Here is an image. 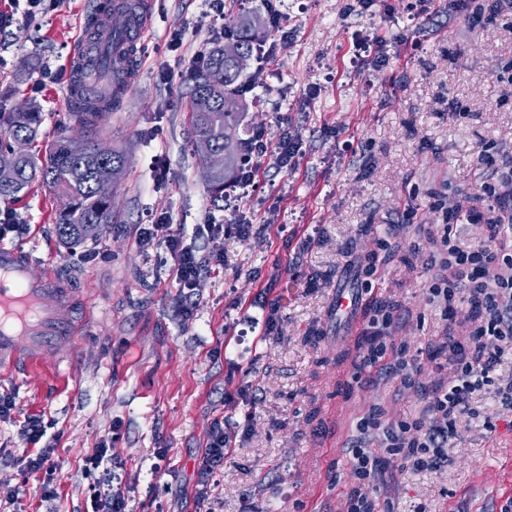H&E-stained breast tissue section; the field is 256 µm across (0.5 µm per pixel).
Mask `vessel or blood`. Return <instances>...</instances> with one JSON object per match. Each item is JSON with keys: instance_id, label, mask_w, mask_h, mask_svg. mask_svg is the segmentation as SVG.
Listing matches in <instances>:
<instances>
[{"instance_id": "obj_1", "label": "vessel or blood", "mask_w": 512, "mask_h": 512, "mask_svg": "<svg viewBox=\"0 0 512 512\" xmlns=\"http://www.w3.org/2000/svg\"><path fill=\"white\" fill-rule=\"evenodd\" d=\"M134 21L125 41L113 43L105 31L106 0H96L91 18L83 22L74 50L75 67L91 70L103 46H111L110 62L123 79L136 75V57L152 25L149 0H131ZM30 255L18 247L0 245V372L13 369L18 359L38 362L43 350L75 345L84 331L72 317L70 289L30 275Z\"/></svg>"}]
</instances>
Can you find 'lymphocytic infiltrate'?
<instances>
[{"mask_svg": "<svg viewBox=\"0 0 512 512\" xmlns=\"http://www.w3.org/2000/svg\"><path fill=\"white\" fill-rule=\"evenodd\" d=\"M247 149L250 158L236 180L237 192L225 200L226 207L235 212L243 211L246 199L257 188L265 158H272L279 169L290 170L298 154V145L288 131L273 145L262 133H253ZM478 163L497 174L495 180L480 185L482 195L499 204L512 200V161H499L497 154L484 148L478 152ZM508 235H512V224H495L486 240L465 248L457 243L453 225L444 224L439 234L429 237L435 274L428 296L443 322L440 335L431 344L436 377L430 386L421 384L422 367L416 356L391 338L394 330L412 319V310L385 305L366 320L365 346L354 362L356 372L369 370L378 379H396L404 388L421 391L423 407L418 416L396 420L388 418L384 407L374 405L359 419L358 436L350 445L358 485L346 501V512H394L388 493V479L394 471L427 472L447 464L449 443L458 434V422L476 415L471 406L476 392L494 387L500 403L512 407V378L494 377L507 348L512 347V248L503 242ZM138 243L144 248L165 247L186 300L191 299L203 270L217 272L224 266L220 253L198 259L194 247L162 218L140 228ZM464 303L474 313L468 324L457 319L458 307ZM45 432L43 419L33 416L21 423L19 435L32 446L23 460L24 468L41 478V497L47 500L57 494L54 482L59 464L53 448L39 445ZM249 434V425L228 431L223 421H214L201 455V474L209 477L223 467L237 440L247 439ZM372 441L377 442V451H368Z\"/></svg>", "mask_w": 512, "mask_h": 512, "instance_id": "1", "label": "lymphocytic infiltrate"}]
</instances>
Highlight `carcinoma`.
<instances>
[{
	"label": "carcinoma",
	"instance_id": "obj_1",
	"mask_svg": "<svg viewBox=\"0 0 512 512\" xmlns=\"http://www.w3.org/2000/svg\"><path fill=\"white\" fill-rule=\"evenodd\" d=\"M231 41L246 53L253 52L255 40L250 18L243 17L237 22ZM242 84L243 70L224 58V48L214 47L208 52L205 68L198 75L190 101L194 150L217 148L224 150L226 155L224 170L208 177L214 197L220 199L224 198V184L237 178L245 162L246 142L239 137L243 113L224 109V100L240 96ZM123 90L120 75H106L100 91L88 102L77 106V112L73 113L77 124L90 129L100 113L119 102ZM41 124L42 113L32 105L0 112V153L9 149L15 138L23 137L28 143H34ZM96 144V137H88L91 151L76 157L69 152L66 140L60 139L50 145L42 158L29 152L14 158L15 178L9 183H0V200L21 198L35 181L45 184L65 200L55 217L60 242L65 246L83 242L85 225L112 223V199L99 196L94 189L95 183L103 178L119 182L127 169L123 152L102 157L93 151Z\"/></svg>",
	"mask_w": 512,
	"mask_h": 512
}]
</instances>
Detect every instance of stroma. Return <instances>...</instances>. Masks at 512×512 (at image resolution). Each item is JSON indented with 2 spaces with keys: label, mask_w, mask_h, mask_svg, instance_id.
<instances>
[{
  "label": "stroma",
  "mask_w": 512,
  "mask_h": 512,
  "mask_svg": "<svg viewBox=\"0 0 512 512\" xmlns=\"http://www.w3.org/2000/svg\"><path fill=\"white\" fill-rule=\"evenodd\" d=\"M94 0H62L35 21L0 0L11 16L0 28V112L23 104L43 115L30 150L75 133L67 97V61ZM285 34L262 27L244 74L255 83L242 96L241 138L264 132L277 140L290 128L301 145L295 170L267 165L249 203L269 228L249 237H197L199 224H231L215 201L190 146L187 103L198 72L192 57L210 39L209 0H153L138 78L121 106L93 129L123 150L127 173L114 189V218L96 238L64 247L58 240L57 199L33 184L10 207L25 230L8 244L29 251L31 275L54 274L73 292L77 318L91 334L74 349H46L37 364L0 375V393L15 398L14 419L0 422V484L20 486L16 512H45L39 480L23 477L27 449L18 434L25 417L49 427L61 467L54 512H86L90 479L117 480L129 512H344L355 486L348 445L369 405L410 417L419 394L397 383L354 380L353 358L364 344L363 319L380 304H401L416 320L396 342L417 352L442 329L427 300L426 234L456 227L462 246L488 234L468 223L470 210L496 218L478 190L487 169L482 146L512 160V85L499 75L512 63V0H471L494 13L493 25H472L449 13L448 0H277ZM184 28L181 50L164 51L171 29ZM380 40L387 57L378 71L361 68L358 44ZM58 73L42 84V72ZM183 229L199 257L224 253L220 275L203 274L192 315L154 251L136 243L147 214ZM413 226L388 249L386 225ZM322 243L305 251L304 237ZM353 254L375 258L372 289L356 316L336 314L331 300L347 280ZM315 288H306L309 278ZM279 307V331L258 340L241 319L257 314L259 293ZM251 386L259 403L238 398ZM479 418H465L432 472L398 475L390 489L395 512H512V411L493 392L475 399ZM249 422V438L234 448L223 472L198 498L196 460L214 418ZM113 440L111 461L86 477L85 458ZM169 470L157 469L156 449Z\"/></svg>",
  "instance_id": "obj_1"
}]
</instances>
